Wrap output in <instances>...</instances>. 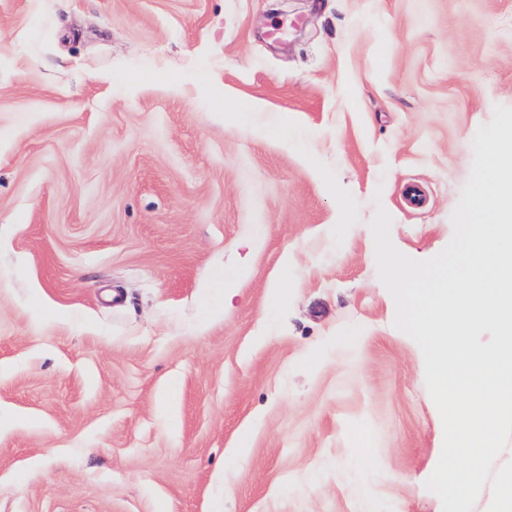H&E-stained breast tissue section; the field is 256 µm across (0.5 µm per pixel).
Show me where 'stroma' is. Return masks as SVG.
<instances>
[{"label":"stroma","instance_id":"1","mask_svg":"<svg viewBox=\"0 0 512 512\" xmlns=\"http://www.w3.org/2000/svg\"><path fill=\"white\" fill-rule=\"evenodd\" d=\"M498 105L512 0H0V512H442L369 223Z\"/></svg>","mask_w":512,"mask_h":512}]
</instances>
